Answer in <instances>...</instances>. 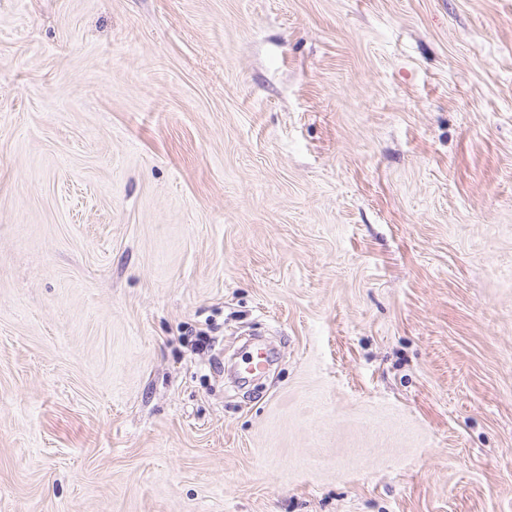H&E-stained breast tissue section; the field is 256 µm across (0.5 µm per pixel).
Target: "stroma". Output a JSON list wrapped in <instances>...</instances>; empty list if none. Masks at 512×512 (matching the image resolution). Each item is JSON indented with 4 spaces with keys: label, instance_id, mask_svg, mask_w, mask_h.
I'll return each instance as SVG.
<instances>
[{
    "label": "stroma",
    "instance_id": "stroma-1",
    "mask_svg": "<svg viewBox=\"0 0 512 512\" xmlns=\"http://www.w3.org/2000/svg\"><path fill=\"white\" fill-rule=\"evenodd\" d=\"M0 512H512V0H0Z\"/></svg>",
    "mask_w": 512,
    "mask_h": 512
}]
</instances>
